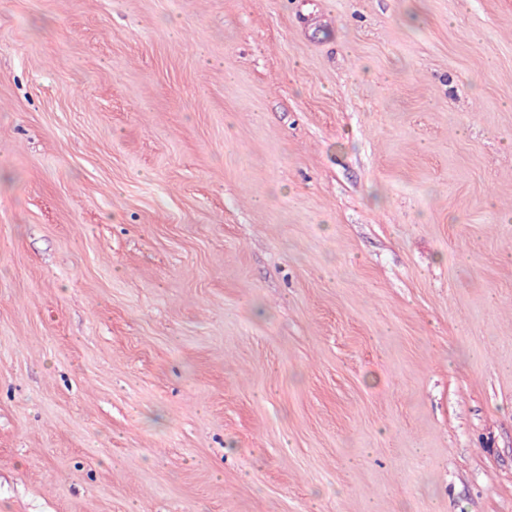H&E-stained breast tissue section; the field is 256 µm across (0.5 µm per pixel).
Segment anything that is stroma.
I'll return each instance as SVG.
<instances>
[{
    "mask_svg": "<svg viewBox=\"0 0 512 512\" xmlns=\"http://www.w3.org/2000/svg\"><path fill=\"white\" fill-rule=\"evenodd\" d=\"M0 512H512V0H0Z\"/></svg>",
    "mask_w": 512,
    "mask_h": 512,
    "instance_id": "1",
    "label": "stroma"
}]
</instances>
